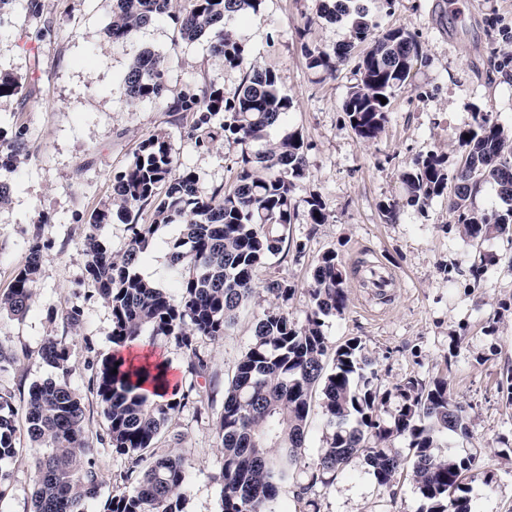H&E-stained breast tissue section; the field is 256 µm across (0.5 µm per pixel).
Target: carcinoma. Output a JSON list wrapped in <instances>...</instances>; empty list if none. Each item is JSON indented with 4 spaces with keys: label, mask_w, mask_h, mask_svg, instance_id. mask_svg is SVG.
Masks as SVG:
<instances>
[{
    "label": "carcinoma",
    "mask_w": 512,
    "mask_h": 512,
    "mask_svg": "<svg viewBox=\"0 0 512 512\" xmlns=\"http://www.w3.org/2000/svg\"><path fill=\"white\" fill-rule=\"evenodd\" d=\"M265 2L190 0L189 9L175 12L172 0H112L106 27L109 39L117 43L166 17L183 40L208 35L211 53L224 66L244 70L231 97L212 79L193 94L172 98L166 57L144 50L134 58L122 79L126 101H151L172 114L199 113L194 124L198 145L213 139L209 123L221 116L224 137L244 146L239 169L230 185L204 192L196 174L178 165L165 137L152 136L113 177L112 196L92 212L81 242L87 277L111 310L112 344L153 347L159 339H172L184 349L194 376L207 370L198 339L224 336L255 297L258 271L283 251L294 219L295 181L305 176L302 137L286 130L272 136L284 126L292 100L282 93L275 71L247 64L245 45L224 26L232 15L261 16ZM319 10L330 20L351 18L352 41L332 51L301 44L308 67L332 75L349 60L355 45H367L356 64L357 82L342 108L357 136L375 139L389 107L377 96L389 101L407 85L420 57L419 44L404 27L378 29L353 0H321ZM20 89L16 78L0 73V99H11ZM457 139L464 166L450 175L438 154L418 155L401 176L407 203L421 209L445 194L450 214L470 237L503 234L512 229V148L504 129L491 114L477 112ZM23 151L21 137L0 136V171L13 170ZM487 182L497 186L504 207L479 212L470 199ZM114 218L130 231L125 249L117 254L101 235ZM169 224L181 225L179 235L169 241L176 297L139 271L150 242ZM49 248L41 237L32 238L11 288L0 294V311L14 316L27 312L32 283ZM264 291L273 303L256 319L252 342L238 361L215 425L224 455L215 476L222 487L221 512H274L285 485L296 487L309 512H318V503L310 498L314 488L329 485L356 457L363 458L381 488H392L402 474L410 477L422 500L420 512H471L469 480L481 468L480 457L447 446L448 433H468L465 410L453 400L448 379L436 378L427 387L411 379L383 389L357 339L328 355L324 319L342 314L348 301L336 251L326 250L313 268L307 288L311 308L304 324L295 323L284 310L295 293L288 280L271 279ZM41 356L58 376L34 384L26 403V430L36 454L33 512H84L85 503L99 493L102 475L81 398L69 385V347L65 340L48 336ZM168 368L166 359L127 366L113 354L90 378L109 442L127 461L102 512H184L187 461L163 444V436L180 410L192 404L200 412L204 404L193 382L180 380L171 394L158 399L144 392L141 379L168 389ZM316 397L329 433L316 467L303 470L300 459ZM392 399L397 406L387 421L381 406ZM399 438L407 444L405 455L394 448ZM17 454L12 393L0 389V462Z\"/></svg>",
    "instance_id": "1"
}]
</instances>
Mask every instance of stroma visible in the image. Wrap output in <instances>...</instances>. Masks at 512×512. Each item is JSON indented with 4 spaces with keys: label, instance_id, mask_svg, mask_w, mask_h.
I'll list each match as a JSON object with an SVG mask.
<instances>
[{
    "label": "stroma",
    "instance_id": "stroma-1",
    "mask_svg": "<svg viewBox=\"0 0 512 512\" xmlns=\"http://www.w3.org/2000/svg\"><path fill=\"white\" fill-rule=\"evenodd\" d=\"M397 0L393 12L383 0H358L380 28L405 27L423 58L409 85L392 98L383 132L370 141L352 129L342 103L356 81L347 62L329 75L308 69L302 44L330 49L348 43V21L332 22L317 13L318 0H266L258 18H234L229 26L246 44L251 63L273 69L293 101L289 130L304 140L306 175L292 193L295 219L286 252L271 259L255 279L278 277L295 287L286 310L304 323L307 288L316 259L335 249L347 275L348 303L326 318L329 348L358 339L374 362L378 382L391 388L415 379L427 384L444 376L466 410L468 435L449 434L448 446L475 452L493 480L471 483L472 512H512V402L506 378L512 374V235L470 238L448 212L446 197L424 209L407 206L400 175L417 155H442L448 170L461 160L456 131L469 127L478 112H489L512 138V42L500 28L512 25V0ZM112 0H39L30 16L17 0L8 22L0 24V70L18 76L22 94L0 100V135L22 133L26 152L8 176L10 201L0 207V293L10 288L33 236L50 250L33 285V302L22 316L0 315V346L15 361L0 371V388L13 394L19 456L0 467L8 494L0 512H31L34 453L26 436V401L33 384L54 377L40 358L46 337L70 347L72 388L85 407L93 434L102 486L85 512H101L116 476L125 467L107 438V424L88 381L113 351L112 315L85 273L80 241L92 211L112 192V177L134 159L140 143L155 134L171 143L180 167L193 170L202 190L231 183L242 147L216 134L196 146L194 115H173L158 104L129 105L120 80L144 49L163 53L174 93L218 79L233 95L243 73L212 55L207 38L181 39L168 19H159L115 44L105 35ZM306 37H299V29ZM319 199L326 223H311V199ZM395 207V222L382 209ZM178 225L163 227L145 255L142 274L175 289L167 272V243ZM394 273L386 296L362 284L367 265ZM270 296L254 298L236 325L216 340L201 339L208 364L197 383L209 408L196 414L186 406L170 424L190 463L184 489L185 512H220L221 487L215 476L222 452L215 423L224 391L242 353L252 341L255 318ZM78 308V326L63 315ZM320 512H418L413 483L400 479L393 490L378 487L363 459L337 472L332 484L315 489Z\"/></svg>",
    "mask_w": 512,
    "mask_h": 512
}]
</instances>
